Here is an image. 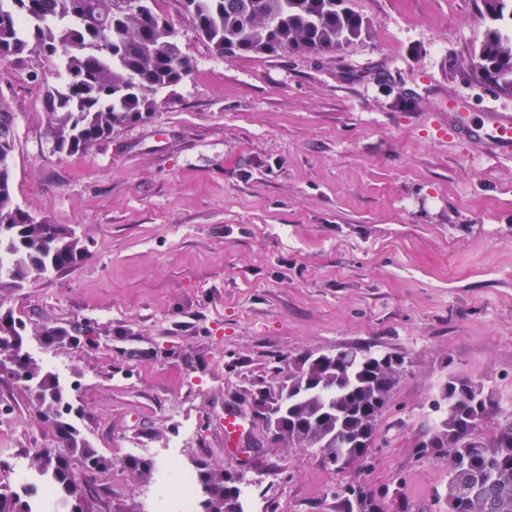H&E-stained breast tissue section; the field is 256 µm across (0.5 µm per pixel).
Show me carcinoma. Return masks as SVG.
<instances>
[{"label":"carcinoma","instance_id":"obj_1","mask_svg":"<svg viewBox=\"0 0 512 512\" xmlns=\"http://www.w3.org/2000/svg\"><path fill=\"white\" fill-rule=\"evenodd\" d=\"M0 0V61L36 49L57 57L68 79L45 96L47 132L55 149L73 155L89 150L126 123L147 120L157 96L195 68L158 0ZM212 53L270 55L284 51L336 53L370 29L348 0H178ZM497 23L472 59L475 80L512 94V0H483ZM13 113L0 106V288H20L33 275L71 268L85 259L75 232L38 222L14 203L8 160L14 149ZM24 330L0 316V349L21 357ZM404 359L354 347L305 355L288 368L278 392L260 389L259 402L284 406L288 427L271 432L279 448H316L334 469L360 463L379 433ZM27 394L54 431L57 447L35 451L30 469L45 478L65 512L79 505L93 512L91 488L107 464L79 430L66 421L71 405L56 375L33 358L9 377ZM435 427L415 445L420 458L448 465L443 494L448 512H512V420L485 438L475 434L498 408L493 390L456 376L440 388ZM242 476L199 464L197 484L209 489L202 512H243ZM341 512H409L397 487L336 485ZM32 490L0 488V512H33Z\"/></svg>","mask_w":512,"mask_h":512}]
</instances>
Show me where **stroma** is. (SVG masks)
I'll use <instances>...</instances> for the list:
<instances>
[{"label": "stroma", "mask_w": 512, "mask_h": 512, "mask_svg": "<svg viewBox=\"0 0 512 512\" xmlns=\"http://www.w3.org/2000/svg\"><path fill=\"white\" fill-rule=\"evenodd\" d=\"M351 6L370 29L341 52L224 59L178 0H161L195 71L153 117L74 155L47 134L56 60L0 64L14 199L88 251L1 288L0 314L64 370L70 419L108 461L96 512H143L161 472L136 477L124 461L171 451L190 471L243 474L245 512H339L336 483L396 479L410 512H446V463L414 454L442 384L494 390L482 434L512 419V155L439 133L512 114V95L465 67L490 27L482 0ZM72 325L92 332L40 335ZM346 346L406 361L361 465L337 472L316 449L270 447L259 421L260 459L227 451L226 407L276 388L300 356ZM55 445L26 392L0 380V460Z\"/></svg>", "instance_id": "1"}]
</instances>
